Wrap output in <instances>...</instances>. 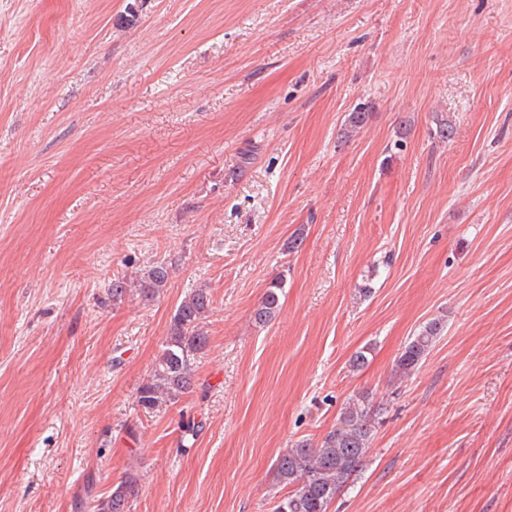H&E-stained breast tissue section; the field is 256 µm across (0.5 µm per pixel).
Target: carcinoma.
<instances>
[{
	"label": "carcinoma",
	"instance_id": "1",
	"mask_svg": "<svg viewBox=\"0 0 512 512\" xmlns=\"http://www.w3.org/2000/svg\"><path fill=\"white\" fill-rule=\"evenodd\" d=\"M369 119V112L359 107L347 115L342 135L350 136ZM170 276L167 263L157 261L145 267L133 286L117 277L108 292L112 301L120 302L130 291L145 302L158 298ZM284 282L275 280L268 286L252 317L259 326L276 319L281 309L280 295ZM211 293L195 288L175 306L167 336L155 361L150 377L137 391L139 406L153 410L166 403H176L195 386V364L208 345L202 326L211 310ZM443 330L434 319L404 345L395 363L394 375L404 379L414 373L429 354ZM379 410L369 396L350 399L340 412L336 428L329 431L317 446L299 441L279 454L274 462L276 478L288 492L279 497L273 512H329L331 503L361 473L375 435ZM138 476L126 473L112 492L96 505L97 512H128L130 500L138 494Z\"/></svg>",
	"mask_w": 512,
	"mask_h": 512
}]
</instances>
